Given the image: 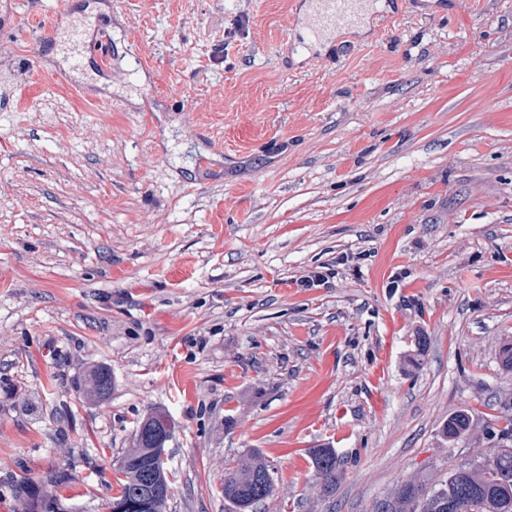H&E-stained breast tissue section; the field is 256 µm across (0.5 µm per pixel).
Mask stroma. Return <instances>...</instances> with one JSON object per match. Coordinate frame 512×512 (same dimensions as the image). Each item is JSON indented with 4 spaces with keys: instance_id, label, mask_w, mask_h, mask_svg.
<instances>
[{
    "instance_id": "stroma-1",
    "label": "stroma",
    "mask_w": 512,
    "mask_h": 512,
    "mask_svg": "<svg viewBox=\"0 0 512 512\" xmlns=\"http://www.w3.org/2000/svg\"><path fill=\"white\" fill-rule=\"evenodd\" d=\"M309 2L29 0L0 29V512L47 475L62 512H105L155 412L166 512H233L253 452L256 512H372L495 448L512 0H357L365 30L326 46ZM112 390V376L105 368L91 369L84 378V393L91 401L105 400ZM311 463L323 494L332 493L341 474V460L335 449L314 448ZM273 493L274 480L262 455L252 453L238 466L225 469L224 500L236 511H253Z\"/></svg>"
}]
</instances>
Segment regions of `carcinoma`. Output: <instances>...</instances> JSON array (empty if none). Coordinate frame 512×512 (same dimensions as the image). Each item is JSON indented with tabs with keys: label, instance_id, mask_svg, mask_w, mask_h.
<instances>
[{
	"label": "carcinoma",
	"instance_id": "obj_1",
	"mask_svg": "<svg viewBox=\"0 0 512 512\" xmlns=\"http://www.w3.org/2000/svg\"><path fill=\"white\" fill-rule=\"evenodd\" d=\"M112 390V376L105 368H94L84 378V393L91 401L105 400ZM169 419L157 413L143 419L135 434L134 446L121 462L119 490L112 501L129 503L133 512H165L169 496L166 468L151 466L152 448L157 446L156 425ZM470 430L467 413L448 417L444 437L456 440ZM315 477L323 493L336 488L341 460L333 448L311 452ZM17 512H56L57 501L43 491V485L21 477L15 481ZM274 493V480L262 455L251 454L244 462L224 472V500L237 512H251ZM386 512H502L512 502V452L488 454L481 464L472 463L448 470V476L402 481L383 498Z\"/></svg>",
	"mask_w": 512,
	"mask_h": 512
}]
</instances>
